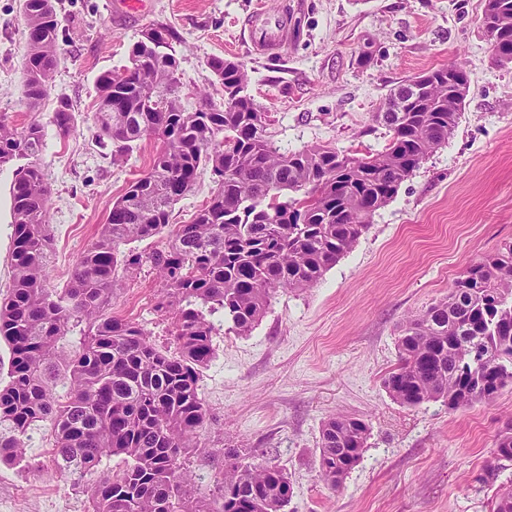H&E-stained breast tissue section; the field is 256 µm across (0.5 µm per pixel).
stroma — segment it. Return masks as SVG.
Listing matches in <instances>:
<instances>
[{
    "label": "stroma",
    "mask_w": 512,
    "mask_h": 512,
    "mask_svg": "<svg viewBox=\"0 0 512 512\" xmlns=\"http://www.w3.org/2000/svg\"><path fill=\"white\" fill-rule=\"evenodd\" d=\"M121 0H56L60 63L48 96L30 107L21 86L27 32L21 0H0V118L40 123V158L50 189V287H63L105 224L113 201L146 170L159 146L141 141L113 161L96 141V81L129 63L143 32L162 24L180 60L181 101L224 91L206 66L212 56L246 65L247 94L267 112L274 147L294 152L331 144L363 156L381 151L386 129L374 118L402 81L450 63L470 90L455 131L376 212L355 246L305 292L279 291L251 334L214 339L200 373L208 410L185 456L193 497L213 498L224 453L235 448L283 467L292 486L284 512H489L512 462L487 482L496 438L512 417V386L489 402L449 410L439 402L406 407L383 380L398 362L403 320L447 296L469 264L512 241V63L496 61L482 25L484 0H146L137 14ZM279 16L287 40L257 52L247 16ZM75 116L68 137L52 123L60 101ZM0 169V298L11 286L10 187ZM160 284L143 269L123 280L113 315L142 324L160 348L173 344L170 318L157 314ZM371 428L359 464L334 491L321 480L323 422L336 414ZM47 427L26 440V458L0 464V512H91L88 483L55 478Z\"/></svg>",
    "instance_id": "35a3bbf8"
}]
</instances>
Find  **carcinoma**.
<instances>
[{
    "label": "carcinoma",
    "mask_w": 512,
    "mask_h": 512,
    "mask_svg": "<svg viewBox=\"0 0 512 512\" xmlns=\"http://www.w3.org/2000/svg\"><path fill=\"white\" fill-rule=\"evenodd\" d=\"M28 52L24 96L37 106L59 64V21L53 0H23ZM499 21L495 55H512V0H484ZM224 105L205 100L189 111L172 75L179 60L135 44L129 64L97 78L95 125L112 160L137 143L160 140L147 171L112 204L97 240L75 264L64 288L47 285L49 190L39 163L44 128L0 121V168L24 158L12 183V288L0 301V341L10 349L9 380L0 388V462L25 458V439L49 426L53 474L93 479V512H284L292 487L283 469L247 462L228 451L217 506L192 502L181 458L204 426L200 371L214 356V337L247 336L280 290L306 291L358 241L373 215L457 126L465 98L448 87V71H431L422 87L408 79L376 113L388 132L384 148L356 156L314 145L281 153L269 140L265 113L244 94L241 62L212 57ZM166 97L163 106L151 100ZM75 117L62 100L53 115L67 137ZM208 168L210 200L185 224L173 207ZM167 234L149 253L135 241ZM149 266L163 282L156 309L172 321L174 349H160L139 323L112 315L121 279ZM80 328L67 352L63 337ZM398 365L384 379L390 397L407 407L441 402L450 410L493 398L512 385V242L467 266L448 296L399 326ZM71 382L67 401L54 387L60 370ZM370 436L365 420L338 414L323 424L318 467L340 488L358 465ZM497 459L512 461V420L497 434ZM105 456L122 467L99 474ZM491 512H512V485L496 491Z\"/></svg>",
    "instance_id": "1"
}]
</instances>
